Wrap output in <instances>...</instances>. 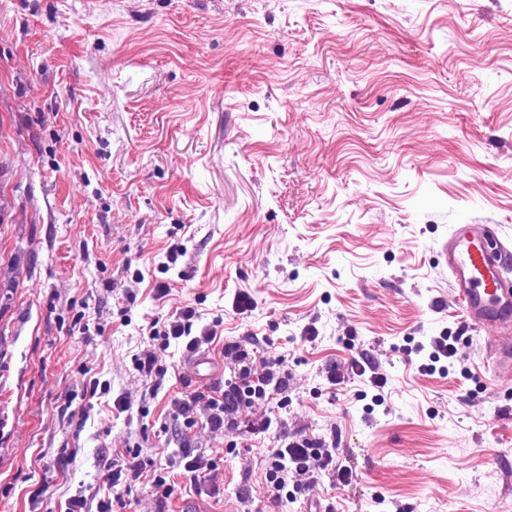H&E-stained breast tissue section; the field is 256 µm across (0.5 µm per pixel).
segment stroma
Wrapping results in <instances>:
<instances>
[{
  "mask_svg": "<svg viewBox=\"0 0 512 512\" xmlns=\"http://www.w3.org/2000/svg\"><path fill=\"white\" fill-rule=\"evenodd\" d=\"M458 224L512 249V0H0V512H62L132 451L119 512L512 508V380L439 254ZM187 307L219 369L172 347L152 387L133 357ZM229 344L284 360L278 407L240 412L264 438L173 417ZM361 352L382 400L326 379ZM284 431L348 484L281 507Z\"/></svg>",
  "mask_w": 512,
  "mask_h": 512,
  "instance_id": "obj_1",
  "label": "stroma"
}]
</instances>
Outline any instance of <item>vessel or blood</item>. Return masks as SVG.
<instances>
[{
	"label": "vessel or blood",
	"mask_w": 512,
	"mask_h": 512,
	"mask_svg": "<svg viewBox=\"0 0 512 512\" xmlns=\"http://www.w3.org/2000/svg\"><path fill=\"white\" fill-rule=\"evenodd\" d=\"M456 301L477 327L512 329V251L489 227L458 225L440 249Z\"/></svg>",
	"instance_id": "obj_1"
}]
</instances>
